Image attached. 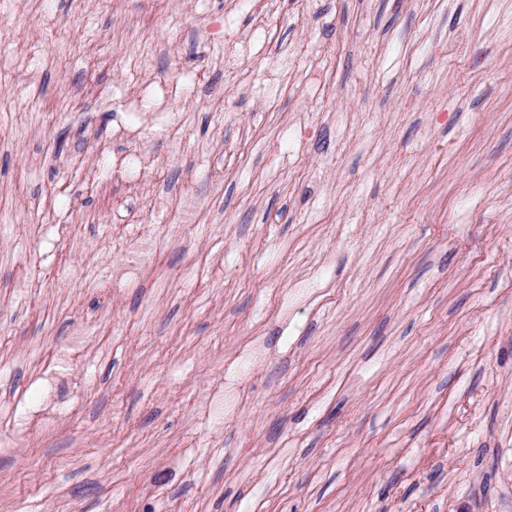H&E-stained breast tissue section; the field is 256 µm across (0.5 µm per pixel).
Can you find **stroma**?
Segmentation results:
<instances>
[{"instance_id":"1","label":"stroma","mask_w":512,"mask_h":512,"mask_svg":"<svg viewBox=\"0 0 512 512\" xmlns=\"http://www.w3.org/2000/svg\"><path fill=\"white\" fill-rule=\"evenodd\" d=\"M0 512H512V0H0Z\"/></svg>"}]
</instances>
